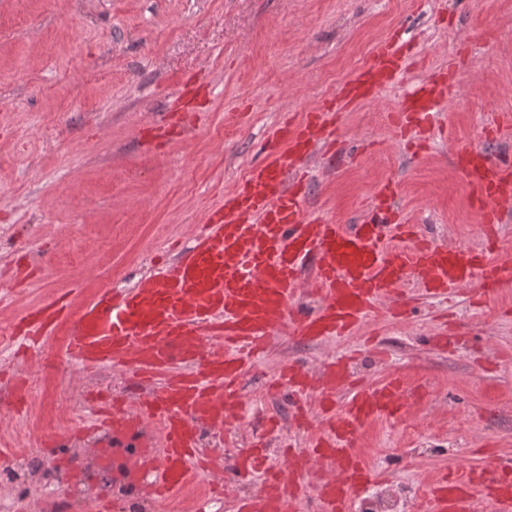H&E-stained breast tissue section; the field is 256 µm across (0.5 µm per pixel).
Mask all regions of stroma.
Masks as SVG:
<instances>
[{
	"mask_svg": "<svg viewBox=\"0 0 512 512\" xmlns=\"http://www.w3.org/2000/svg\"><path fill=\"white\" fill-rule=\"evenodd\" d=\"M399 27L414 58L390 88L342 113L340 138L360 150L312 160L310 208L356 223L392 179L394 206L410 223L438 243L480 248L472 190L453 153L483 143L512 154V131L488 144L481 137L485 125L512 115V0H0V419L16 429L12 453L0 459V499L15 512H44L31 463L62 474L41 451L45 435L73 434L65 449L72 463L107 475L99 431H79L64 409L89 417L88 392L124 395L131 383L129 374L71 359L66 322L19 356L9 336L17 318L54 298L77 316L101 291L104 258L110 287H132L263 160L270 127L303 118ZM454 53L457 77L436 117L448 134L411 155L388 116ZM202 82L198 114L162 144L147 143L168 101ZM471 292L464 287L448 302L411 287L408 316L378 304L359 335L318 344L278 336L244 391L266 388L288 364L315 374L357 351L363 384L396 378L407 389L399 417L368 425L352 449L377 480L413 488L445 473L495 478L488 456L512 461V288L480 305ZM447 325L463 344H422ZM14 377L25 381L21 409ZM267 413L279 422L271 447L305 444L286 401L273 398ZM264 414L250 412L252 431Z\"/></svg>",
	"mask_w": 512,
	"mask_h": 512,
	"instance_id": "1",
	"label": "stroma"
}]
</instances>
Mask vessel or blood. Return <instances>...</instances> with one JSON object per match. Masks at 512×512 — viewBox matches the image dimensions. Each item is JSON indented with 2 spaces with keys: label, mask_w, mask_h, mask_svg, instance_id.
<instances>
[{
  "label": "vessel or blood",
  "mask_w": 512,
  "mask_h": 512,
  "mask_svg": "<svg viewBox=\"0 0 512 512\" xmlns=\"http://www.w3.org/2000/svg\"><path fill=\"white\" fill-rule=\"evenodd\" d=\"M411 51L400 34L378 44L369 61L337 94L299 122L274 126L266 157L226 194L194 241L170 262L153 263L135 285L107 290L74 321L69 352L87 367L109 365L131 373L139 391L128 401L99 399L94 425L104 433L108 461L125 468L133 496L180 494L193 481L212 476L224 490V473L259 474V494L238 500L236 512H298L315 501L317 512H350L373 475L352 455L363 429L394 417L405 390L390 379L349 396L336 394L351 378L352 355L326 364L318 376L288 366L275 392H286L298 423H306L309 398L320 407V425L307 448L276 466L262 437L225 462L202 448L203 431H217L240 414V391L250 364L280 331L302 342L353 335L377 303L407 314L405 285L414 282L431 298L456 297L479 283L483 296L512 286V265L489 251L450 248L405 223L387 200L394 182L383 183L376 205L357 224H338L312 215L309 162L334 139V112L371 98L402 73ZM452 76H433L408 94L391 117L397 135L429 129L443 109ZM456 166L473 190L485 237L494 239L503 208L512 203V159L475 145L458 151ZM318 301L300 305L304 289ZM64 308L48 301L27 313L13 333L21 340L54 335ZM159 419L161 444H153L141 422ZM159 462L143 478L140 462ZM498 478L447 477L429 490L430 512H476L485 498L493 512H512V467L493 461Z\"/></svg>",
  "instance_id": "b4317fda"
}]
</instances>
